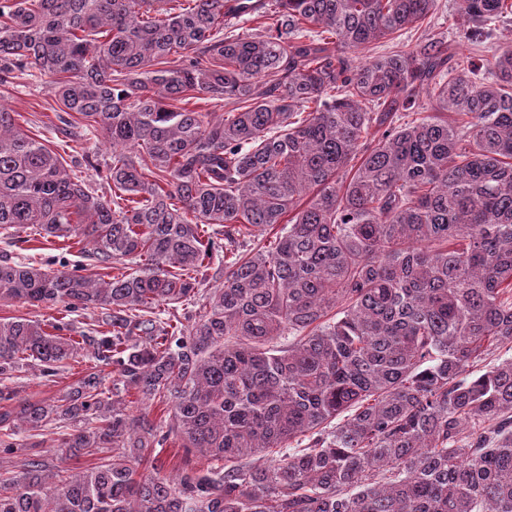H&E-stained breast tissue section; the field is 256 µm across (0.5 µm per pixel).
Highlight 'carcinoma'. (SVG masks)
<instances>
[{"mask_svg":"<svg viewBox=\"0 0 512 512\" xmlns=\"http://www.w3.org/2000/svg\"><path fill=\"white\" fill-rule=\"evenodd\" d=\"M164 2L0 0V84L38 73L61 123L112 146L92 168L115 197L0 103V230L75 239L105 269L0 257V301L103 310L83 330L0 319V448L57 430L54 452L91 461L16 460L0 512H512V360L485 365L512 344V44L477 63L403 43L437 0ZM456 2L473 44L512 14ZM209 226L224 281L186 326L166 308L197 300ZM84 351L167 430L95 372L17 397L24 366L53 377ZM171 437L207 466L137 475Z\"/></svg>","mask_w":512,"mask_h":512,"instance_id":"carcinoma-1","label":"carcinoma"}]
</instances>
